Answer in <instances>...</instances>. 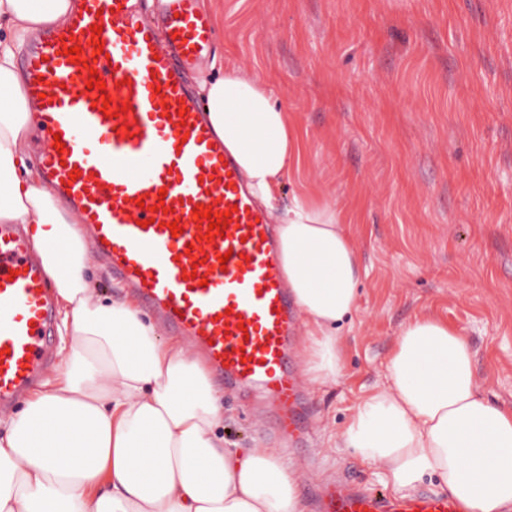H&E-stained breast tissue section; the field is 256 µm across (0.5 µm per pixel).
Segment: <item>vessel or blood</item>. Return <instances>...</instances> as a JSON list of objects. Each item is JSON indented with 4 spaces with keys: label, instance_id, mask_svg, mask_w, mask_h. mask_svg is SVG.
<instances>
[{
    "label": "vessel or blood",
    "instance_id": "b4317fda",
    "mask_svg": "<svg viewBox=\"0 0 512 512\" xmlns=\"http://www.w3.org/2000/svg\"><path fill=\"white\" fill-rule=\"evenodd\" d=\"M77 0L25 51L27 93L45 140L46 188L87 229L93 253L131 286L144 312L188 337L225 386L263 394L278 429H299L303 391L290 359L301 315L271 224L242 172L202 118L184 72L216 31L196 0ZM81 47L79 56L69 55ZM99 76L105 90L88 88ZM229 213L226 229L195 206ZM177 223L180 234L169 225ZM228 255L220 264V255ZM56 307L17 225H0V411L20 401L53 360ZM325 512H461L451 496L387 497L329 489Z\"/></svg>",
    "mask_w": 512,
    "mask_h": 512
}]
</instances>
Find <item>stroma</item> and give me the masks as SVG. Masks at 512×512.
Masks as SVG:
<instances>
[{
	"label": "stroma",
	"mask_w": 512,
	"mask_h": 512,
	"mask_svg": "<svg viewBox=\"0 0 512 512\" xmlns=\"http://www.w3.org/2000/svg\"><path fill=\"white\" fill-rule=\"evenodd\" d=\"M209 13L213 53L297 128L271 221L301 191L336 205L364 268L342 375L304 387V437L284 442L228 389L224 438L282 452L307 502L325 482L392 493L329 438L384 383L405 322H447L487 397L512 406V0H211Z\"/></svg>",
	"instance_id": "1"
}]
</instances>
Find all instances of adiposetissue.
<instances>
[{"mask_svg":"<svg viewBox=\"0 0 512 512\" xmlns=\"http://www.w3.org/2000/svg\"><path fill=\"white\" fill-rule=\"evenodd\" d=\"M73 0H0V224L21 225L60 308L59 371L21 412L0 416V512H306L274 449L226 442L221 392L201 359L163 341L133 301L95 296L74 216L33 178L24 143L33 104L17 65L31 37ZM198 80L205 117L254 195L270 203L298 158L287 110L213 58ZM288 287L308 328L304 374L343 372L338 329L356 311L362 253L336 207L294 195L276 226ZM65 254H58V245ZM466 340L432 318L405 323L385 382L334 438L408 491L437 476L464 512H512V408L491 401Z\"/></svg>","mask_w":512,"mask_h":512,"instance_id":"obj_1","label":"adipose tissue"}]
</instances>
